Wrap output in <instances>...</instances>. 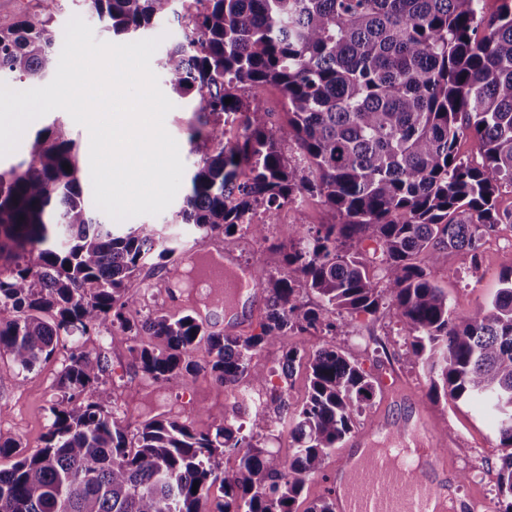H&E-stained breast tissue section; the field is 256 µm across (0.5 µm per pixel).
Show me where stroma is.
Wrapping results in <instances>:
<instances>
[{"mask_svg": "<svg viewBox=\"0 0 512 512\" xmlns=\"http://www.w3.org/2000/svg\"><path fill=\"white\" fill-rule=\"evenodd\" d=\"M174 108L165 118L167 131L179 144L186 171H193L197 157L191 151L188 129L197 121L193 103L174 98ZM58 124L63 133L75 141L80 154V186L85 200H92L93 189L89 165V133L76 124L63 110H54L32 121L29 131H37L50 124ZM180 200L173 202L156 216L140 215V224H156L163 237L177 246L178 251L167 261L146 266L139 274V303L127 315L134 320L146 316L188 310L197 307L209 330L224 331L227 321L224 311L207 305L202 289L193 283L188 269L187 247L202 242L207 248H229L240 256L251 271L253 282H261L274 273L276 265L267 251L268 243L288 242L299 226L315 227L333 222L334 214L316 195H305L300 204L282 206L274 224L267 227L266 240H255L240 233L229 237L214 236L201 239L195 226L181 223L176 213ZM512 269V220L498 224L487 235L479 258L459 251L449 252L446 262L429 267L431 280L444 290L457 313L466 314L488 304L501 286L502 274ZM76 344L86 352L107 356L110 372L99 384L95 395L114 416L129 429H136L148 415L179 417L189 420L196 430L208 429L210 422L200 415V408L221 409L240 403L253 405L267 401L272 392H282L288 405L287 413L269 406L272 424L266 429L250 425L249 415H242L243 433L254 444L287 457L291 452L288 430L292 426L293 411L300 408L307 395L304 368H296L291 376L281 373V358L290 348L308 349L315 345V337L297 331L285 336L277 345L265 348L254 356L253 362L268 371L263 383L247 384L244 394L224 391L210 377L207 368L209 356L205 347L193 354L200 372L194 382L174 379L163 384L153 383L132 361L128 348L135 337L121 328L100 330L88 336H79ZM348 358L357 360L378 381V387L369 406L354 420L355 431H362L379 413L389 416L395 432L405 443H413L416 429L415 410L424 408L430 413L429 435L432 440L447 438V453L456 464L458 476L454 489L457 512H497V474L507 451L499 444L493 428L478 407L470 404L454 405L429 397L430 381L426 373L405 361V333L391 313L375 316H355L346 335L337 337ZM67 358L66 349L41 362L34 370L22 371L6 357H0V372L7 379L0 384V438L20 443L32 453L45 445L52 422L49 408L56 399L57 381Z\"/></svg>", "mask_w": 512, "mask_h": 512, "instance_id": "35a3bbf8", "label": "stroma"}]
</instances>
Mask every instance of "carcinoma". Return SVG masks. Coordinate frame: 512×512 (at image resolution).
I'll list each match as a JSON object with an SVG mask.
<instances>
[{"label":"carcinoma","instance_id":"obj_1","mask_svg":"<svg viewBox=\"0 0 512 512\" xmlns=\"http://www.w3.org/2000/svg\"><path fill=\"white\" fill-rule=\"evenodd\" d=\"M41 2V15L0 26V73L32 85L59 61L50 28L60 0ZM192 2L194 12L176 14L183 36L161 62L171 90L199 112L189 134L198 160L176 217L204 239L243 231L264 240L281 206L316 194L339 223L275 247L288 275L256 285L268 309L257 334L210 331L190 314L135 322L127 311L138 301L136 273L175 248L150 224L119 232L93 217L74 141L43 128L28 140V158L0 171V258L11 261L0 270V355L31 371L67 338L117 325L156 340L129 347L153 381H193L192 354L203 343L211 378L233 391L266 379L252 359L288 331L319 332L316 346L283 355V371L304 365L309 381L289 430L291 453L252 444L225 408L203 409L208 431L153 417L131 435L94 400L107 357L73 345L44 448L30 455L0 442V458L13 459L0 468V512H201L216 484L223 499L215 512H295L306 482L375 393L336 337L346 317L382 309L406 332L405 359L427 372L429 395L481 404L500 446L512 449V270L490 303L459 315L415 262L422 254L436 265L452 250L475 258L502 219L497 198L512 190V0H500L489 20L484 0ZM172 3L88 0L116 36L152 28ZM269 84L284 96L286 126L240 95ZM230 118L243 134L228 145ZM466 134L477 165L457 154ZM291 139L296 158L284 152ZM244 167L250 176L241 181ZM261 207L264 223H242ZM369 250L381 254L382 286ZM308 292L313 305L303 302ZM226 451L235 454L229 468L220 462ZM497 484L498 512H512V452Z\"/></svg>","mask_w":512,"mask_h":512}]
</instances>
